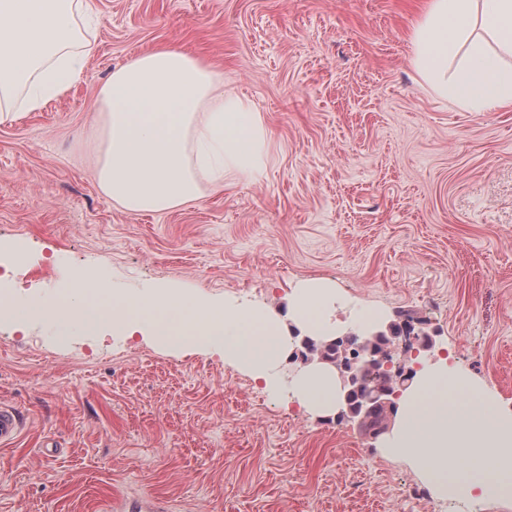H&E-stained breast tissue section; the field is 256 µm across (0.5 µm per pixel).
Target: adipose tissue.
<instances>
[{"label": "adipose tissue", "instance_id": "adipose-tissue-1", "mask_svg": "<svg viewBox=\"0 0 512 512\" xmlns=\"http://www.w3.org/2000/svg\"><path fill=\"white\" fill-rule=\"evenodd\" d=\"M95 12L94 0H0V123L79 81L96 49L83 33ZM412 43L420 82L437 98L469 112L512 105V0H429ZM95 110L96 179L125 211L166 212L197 200L204 188L266 171L273 136L262 113L225 89L222 71L178 49L158 48L114 69ZM76 280L51 300L34 295L12 305L0 291V311L20 322L46 313L92 328L104 322L116 336L140 333L169 350L212 351L274 393L295 335L328 341L342 330V298L325 279L294 288L282 311L243 298L216 303L173 287L119 294L83 272ZM288 393L312 415L334 414L336 371L311 362ZM379 451L438 498L512 495V413L479 381L442 362L419 371Z\"/></svg>", "mask_w": 512, "mask_h": 512}]
</instances>
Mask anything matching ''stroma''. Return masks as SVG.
<instances>
[{
  "mask_svg": "<svg viewBox=\"0 0 512 512\" xmlns=\"http://www.w3.org/2000/svg\"><path fill=\"white\" fill-rule=\"evenodd\" d=\"M428 0H95L79 82L0 124V252L10 295L51 296L79 268L125 292L182 288L284 305L336 283L427 319L436 352L512 410V108L464 112L420 86L411 34ZM186 51L250 99L274 146L254 182L163 214L113 207L94 176L95 101L113 68ZM0 512H512L432 498L349 420L310 416L213 353L0 320ZM19 412L11 406L0 405V444L10 443L22 430Z\"/></svg>",
  "mask_w": 512,
  "mask_h": 512,
  "instance_id": "obj_1",
  "label": "stroma"
}]
</instances>
